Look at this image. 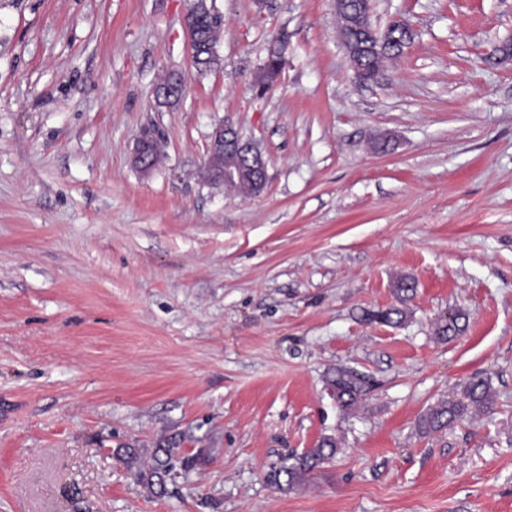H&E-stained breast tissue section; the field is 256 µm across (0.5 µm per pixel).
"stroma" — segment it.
<instances>
[{
    "instance_id": "1",
    "label": "stroma",
    "mask_w": 512,
    "mask_h": 512,
    "mask_svg": "<svg viewBox=\"0 0 512 512\" xmlns=\"http://www.w3.org/2000/svg\"><path fill=\"white\" fill-rule=\"evenodd\" d=\"M192 3L0 0V512H512V0H372L377 28L411 32L374 84L334 0H206L204 71ZM221 124L267 159L258 196L205 181ZM402 278L406 319L365 321ZM339 366L369 382L358 413ZM478 378L493 412L421 432ZM326 435L311 480L267 484ZM121 448L190 466L159 495ZM208 21L217 22L221 21V19L218 14H216L210 8H207L206 11L196 15L191 14V12H187L185 16L184 25L188 35L189 47L193 58L196 52L194 49L196 32L204 22ZM221 23L208 25L199 32V51L194 60L199 68H210L215 62V43ZM154 138L156 139L155 135L150 132H142L133 149V164L143 173H149L155 164L150 153L151 146L155 142ZM332 396L344 412H355L366 394V381L356 371L346 367H336L329 380Z\"/></svg>"
}]
</instances>
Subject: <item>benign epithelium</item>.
<instances>
[{"mask_svg":"<svg viewBox=\"0 0 512 512\" xmlns=\"http://www.w3.org/2000/svg\"><path fill=\"white\" fill-rule=\"evenodd\" d=\"M367 9L366 19L360 27L361 34L352 38L346 30H340V39L346 55L351 63L355 78L361 82H368L367 71L362 65V59L377 51L374 42L375 28L369 17L370 0H364ZM220 20L218 14L211 9L193 15L186 14L184 19L185 29L188 35L189 47H195L196 32L200 26L208 21L217 22ZM155 142L154 135L143 132L137 138L132 153L133 164L143 173H148L154 166L150 149ZM251 143L236 136V131L229 127H217L211 135L208 158L204 167L205 180L212 185H228L243 172L248 170L253 175L267 176L268 162L259 153L250 150Z\"/></svg>","mask_w":512,"mask_h":512,"instance_id":"7a95c632","label":"benign epithelium"}]
</instances>
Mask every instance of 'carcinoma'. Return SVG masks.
<instances>
[{
  "label": "carcinoma",
  "instance_id": "carcinoma-1",
  "mask_svg": "<svg viewBox=\"0 0 512 512\" xmlns=\"http://www.w3.org/2000/svg\"><path fill=\"white\" fill-rule=\"evenodd\" d=\"M220 24L216 23L202 28L199 32V51L195 58V64L203 69L211 67L215 62V43ZM406 46L403 33L397 28L389 29L388 41L383 46V52L379 55L366 57V68L375 72L383 65L385 60L392 59L402 53ZM265 66L267 68L266 84L264 91L271 90L280 80L284 67V60L275 53H268ZM414 284L407 278L398 280L393 289L396 304L388 308L369 312L367 319L376 320L385 324H397L406 318L404 305L411 299ZM465 314L456 312L449 317L440 320L435 326V335L442 341L461 332L458 320ZM332 396L336 399L338 407L344 412L358 410L366 394V381L356 371L338 367L329 380ZM495 393L490 383L483 379L472 380L465 384L460 395L442 399L431 406L422 417L420 426L426 433H434L451 427L469 415L484 414L493 410ZM338 450V440L331 436L322 437L315 448L305 454L294 458L291 464L284 463L272 468L267 474V481L280 491L291 490L305 483L311 471L320 463L335 456ZM172 466L168 461L156 459V464L149 469H138V479L152 488H159V492L165 491V477L169 476Z\"/></svg>",
  "mask_w": 512,
  "mask_h": 512
}]
</instances>
